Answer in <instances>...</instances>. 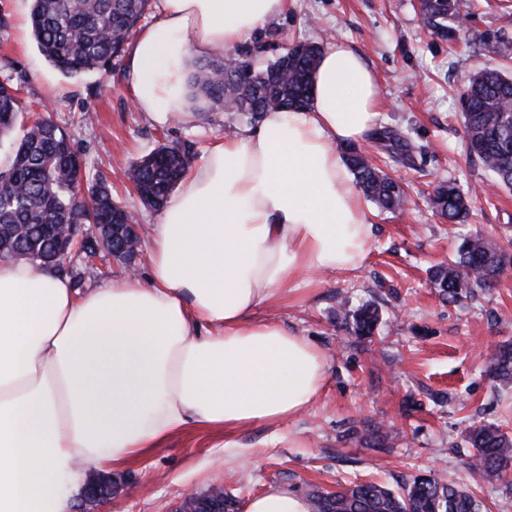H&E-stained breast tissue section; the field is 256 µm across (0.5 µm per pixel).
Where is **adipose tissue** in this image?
<instances>
[{"label": "adipose tissue", "mask_w": 512, "mask_h": 512, "mask_svg": "<svg viewBox=\"0 0 512 512\" xmlns=\"http://www.w3.org/2000/svg\"><path fill=\"white\" fill-rule=\"evenodd\" d=\"M288 0H157L127 46L137 111L165 125L206 109L195 63L252 38ZM378 77L351 46L323 48L312 99L223 136L170 194L146 279L85 292L52 267L0 262V512H68L86 465L120 470L189 427L238 447L323 389L306 337L261 317L304 275L366 259L367 204L343 150L377 124ZM244 512H310L284 484Z\"/></svg>", "instance_id": "1"}]
</instances>
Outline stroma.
Wrapping results in <instances>:
<instances>
[{
  "label": "stroma",
  "mask_w": 512,
  "mask_h": 512,
  "mask_svg": "<svg viewBox=\"0 0 512 512\" xmlns=\"http://www.w3.org/2000/svg\"><path fill=\"white\" fill-rule=\"evenodd\" d=\"M30 10L31 0H0L11 22L0 34V80L19 85L22 113L48 109L77 145L85 171L106 178L115 200L152 226L159 213L131 190L129 166L170 142L201 159L226 128L244 129L249 119L213 102L195 123L157 125L135 110L124 59L75 77L53 67L32 33L17 30ZM468 18L444 40L427 33L415 0H292L248 41L258 67L273 59L260 50L271 42L337 41L360 52L379 77V126L396 129L415 152L397 162L375 138L363 147L411 202L401 212L370 206L372 237L359 269L318 275L287 302L261 309L327 358L324 388L306 412L275 428L245 429L239 442L246 456L207 431L178 434L110 472V499L88 512H177L185 489L216 485L240 507L273 484L302 495L370 480L396 489L426 471L464 483L489 512H512L511 480L488 482L466 467L469 426L495 423L512 434V385L486 375L490 351L512 343V266L497 288L460 303L429 280L430 268L453 258L466 235L512 240V192L488 186L487 172L467 153L460 117L468 75L485 67L512 72V0H474ZM86 113L92 122H83ZM448 181L471 195L466 224L448 223L427 204L434 186ZM150 245L143 238L132 258L105 256L91 266L70 256L65 274L82 290L131 270L146 277ZM365 304L378 308L380 323L373 335L357 336L352 316Z\"/></svg>",
  "instance_id": "1"
}]
</instances>
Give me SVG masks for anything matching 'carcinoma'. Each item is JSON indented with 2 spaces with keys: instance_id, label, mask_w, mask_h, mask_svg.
<instances>
[{
  "instance_id": "carcinoma-1",
  "label": "carcinoma",
  "mask_w": 512,
  "mask_h": 512,
  "mask_svg": "<svg viewBox=\"0 0 512 512\" xmlns=\"http://www.w3.org/2000/svg\"><path fill=\"white\" fill-rule=\"evenodd\" d=\"M150 0H32V31L39 50L54 67L75 76L102 69L124 50L134 28L146 17ZM420 12L431 33L446 39L452 23L467 13L465 0H421ZM321 52L313 43H296L277 59L257 68L250 61L225 59L199 64L193 86L215 102L231 98L233 112L261 115L268 110L305 107L310 102L311 76ZM252 74L250 91L237 90L234 73L238 63ZM461 97V111L469 156L478 159L499 190L512 191V73L484 68L471 75ZM20 114L17 88L0 82V136L9 137ZM379 140L405 159L412 146L392 129H383ZM157 162H137L128 173L140 198L159 210L179 178L191 166L189 148L180 144L160 147ZM352 174L363 193L379 208L395 211L408 202L403 187L381 168L370 163L356 146L346 150ZM85 191L88 209L76 205ZM433 208L452 224L467 222L470 199L454 183L439 184L430 198ZM125 224V208L114 201L112 190L99 178L87 177L80 157L65 130L51 117H35L23 126L13 144L9 164L0 168V252L11 259L47 265L56 255L60 224ZM512 256L506 248L481 235H466L453 259L433 267L432 284L452 302L477 289L491 288ZM378 309L368 304L353 316L358 336L373 334ZM488 376L508 386L512 383V345L496 348L489 357ZM468 443L474 449L467 461L475 475L498 481L512 466V437L495 424L470 428ZM312 512H481L482 504L468 491L431 475H418L400 489L361 483L336 491L309 493Z\"/></svg>"
}]
</instances>
